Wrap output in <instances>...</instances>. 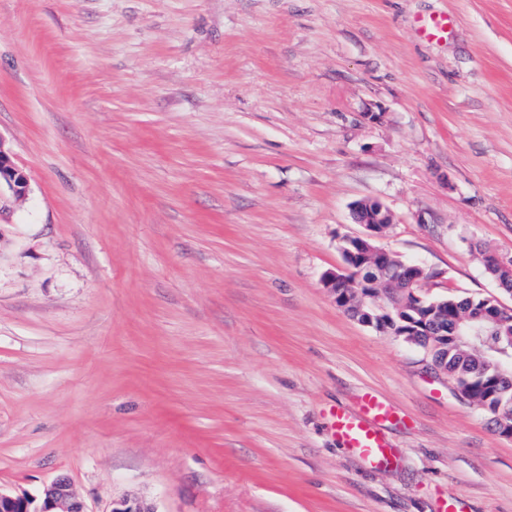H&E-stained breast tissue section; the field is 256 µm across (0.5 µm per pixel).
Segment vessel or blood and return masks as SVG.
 Returning <instances> with one entry per match:
<instances>
[{
    "label": "vessel or blood",
    "mask_w": 512,
    "mask_h": 512,
    "mask_svg": "<svg viewBox=\"0 0 512 512\" xmlns=\"http://www.w3.org/2000/svg\"><path fill=\"white\" fill-rule=\"evenodd\" d=\"M331 415L332 426L342 445L377 463L391 459L392 446L379 429L380 424L394 417L392 408L385 401L367 393L362 397L358 412L336 408Z\"/></svg>",
    "instance_id": "1"
}]
</instances>
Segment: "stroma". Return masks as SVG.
<instances>
[{
    "instance_id": "35a3bbf8",
    "label": "stroma",
    "mask_w": 512,
    "mask_h": 512,
    "mask_svg": "<svg viewBox=\"0 0 512 512\" xmlns=\"http://www.w3.org/2000/svg\"><path fill=\"white\" fill-rule=\"evenodd\" d=\"M0 145V491L512 512V439L322 283L374 198L425 298L512 310V0H0ZM368 390L388 465L331 424ZM2 183L7 184L18 197H23L28 192L26 176L13 165L9 154L0 145V187Z\"/></svg>"
}]
</instances>
